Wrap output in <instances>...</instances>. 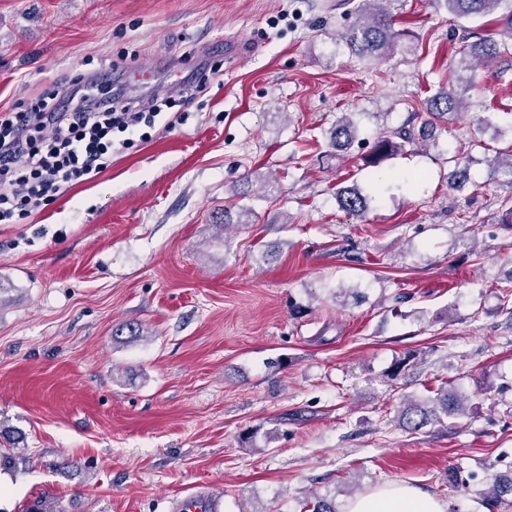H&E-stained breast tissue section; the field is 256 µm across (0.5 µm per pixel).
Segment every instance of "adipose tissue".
<instances>
[{"mask_svg": "<svg viewBox=\"0 0 512 512\" xmlns=\"http://www.w3.org/2000/svg\"><path fill=\"white\" fill-rule=\"evenodd\" d=\"M345 512H445L431 494L391 481L348 501Z\"/></svg>", "mask_w": 512, "mask_h": 512, "instance_id": "adipose-tissue-1", "label": "adipose tissue"}]
</instances>
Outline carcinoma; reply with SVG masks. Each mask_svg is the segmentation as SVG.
Segmentation results:
<instances>
[{
	"label": "carcinoma",
	"instance_id": "obj_1",
	"mask_svg": "<svg viewBox=\"0 0 512 512\" xmlns=\"http://www.w3.org/2000/svg\"><path fill=\"white\" fill-rule=\"evenodd\" d=\"M398 0H358L354 23L342 34L343 42L357 58L368 63L385 60L396 53L409 34L395 29L394 5ZM444 5L448 12L459 18L484 16L498 6H504L502 35L512 41V0H435ZM508 41L499 42L493 38L471 43L463 48V54L471 58L470 67L494 59L509 51ZM463 97L457 95L454 85H446L426 100V115L420 132L428 133L436 122H445L448 116L463 109ZM356 125L347 115L336 119L330 131L332 145L348 149L356 138ZM413 130L398 128L381 132L374 140L372 151L365 156L368 166L377 167L390 156L401 151L405 144L414 141ZM448 160L455 164L452 185L461 186L469 180L464 150L454 152ZM340 207L350 213H363L368 208L367 197L357 188H342L336 193ZM432 404L410 403L398 416V423L405 430L416 433L423 428L441 423L444 419L461 415L463 402L459 395L441 386L435 390ZM481 505L495 512L512 498V467L492 476L489 487L479 492Z\"/></svg>",
	"mask_w": 512,
	"mask_h": 512
}]
</instances>
